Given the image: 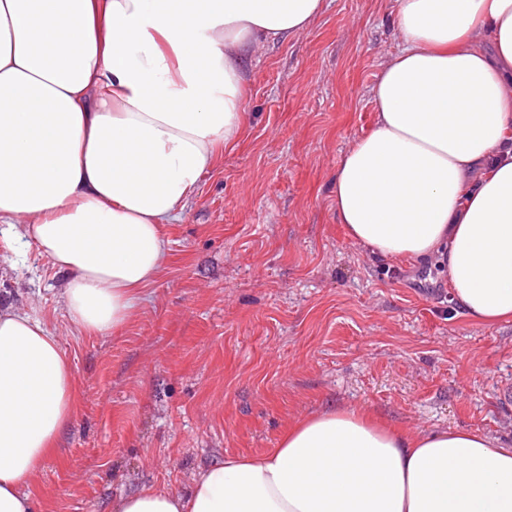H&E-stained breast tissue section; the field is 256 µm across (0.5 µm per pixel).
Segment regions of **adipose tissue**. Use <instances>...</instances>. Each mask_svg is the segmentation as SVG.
I'll use <instances>...</instances> for the list:
<instances>
[{"label": "adipose tissue", "instance_id": "1", "mask_svg": "<svg viewBox=\"0 0 512 512\" xmlns=\"http://www.w3.org/2000/svg\"><path fill=\"white\" fill-rule=\"evenodd\" d=\"M324 0H0V233L65 276L69 321L115 333L244 125L246 62ZM376 121L342 153L336 221L376 260L436 263L470 321H512V0H396ZM81 393L60 339L0 305V512L57 451ZM112 512H512V440L407 434L330 409L260 456Z\"/></svg>", "mask_w": 512, "mask_h": 512}]
</instances>
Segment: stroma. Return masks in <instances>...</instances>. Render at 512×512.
I'll return each mask as SVG.
<instances>
[{"label": "stroma", "instance_id": "obj_1", "mask_svg": "<svg viewBox=\"0 0 512 512\" xmlns=\"http://www.w3.org/2000/svg\"><path fill=\"white\" fill-rule=\"evenodd\" d=\"M393 11L324 0L306 33L250 55L242 135L168 225L170 261L121 332L75 328L64 275L0 238V301L45 320L83 390L28 487L35 512H111L121 495L181 489L335 406L408 432L512 436V321L471 322L430 266L374 262L336 222L331 182L374 123Z\"/></svg>", "mask_w": 512, "mask_h": 512}]
</instances>
